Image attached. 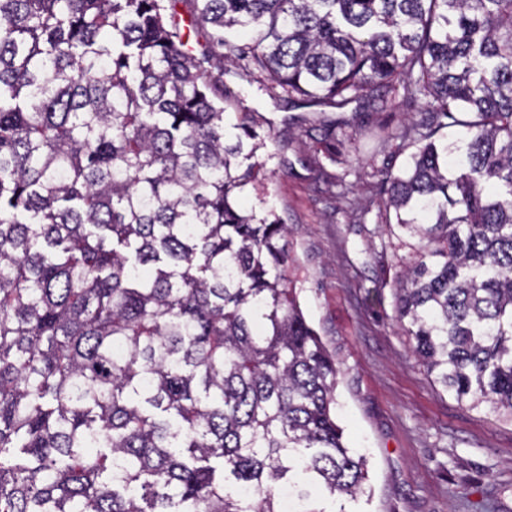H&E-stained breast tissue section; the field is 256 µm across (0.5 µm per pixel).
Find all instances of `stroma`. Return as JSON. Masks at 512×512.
I'll return each instance as SVG.
<instances>
[{
    "label": "stroma",
    "mask_w": 512,
    "mask_h": 512,
    "mask_svg": "<svg viewBox=\"0 0 512 512\" xmlns=\"http://www.w3.org/2000/svg\"><path fill=\"white\" fill-rule=\"evenodd\" d=\"M209 73L240 94L260 127H273L267 149L275 174L265 199L292 229V272L299 278L302 309L339 368L337 423L350 448L367 456L370 502L354 512H512V418L459 402L427 375L413 340L394 318L398 256L410 255L417 238L388 233L376 213L356 221L359 205L378 198V169L399 173L408 153L387 157L383 129L407 122L406 107L376 111L349 105L346 120L355 141L325 159L319 132L298 135V103L273 101L251 81L245 65ZM343 178L353 191L333 203L317 179L319 168Z\"/></svg>",
    "instance_id": "stroma-1"
}]
</instances>
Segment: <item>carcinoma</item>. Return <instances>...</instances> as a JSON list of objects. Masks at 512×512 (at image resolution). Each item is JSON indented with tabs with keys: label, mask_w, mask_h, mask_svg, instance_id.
Returning <instances> with one entry per match:
<instances>
[{
	"label": "carcinoma",
	"mask_w": 512,
	"mask_h": 512,
	"mask_svg": "<svg viewBox=\"0 0 512 512\" xmlns=\"http://www.w3.org/2000/svg\"><path fill=\"white\" fill-rule=\"evenodd\" d=\"M215 50L327 143L353 101L421 104L381 140L413 148L377 202L421 243L396 318L445 390L512 417V0H0V512L371 496L288 225L241 205L275 154Z\"/></svg>",
	"instance_id": "carcinoma-1"
}]
</instances>
